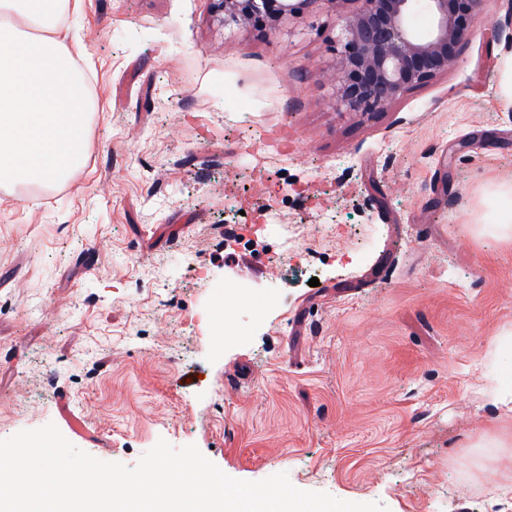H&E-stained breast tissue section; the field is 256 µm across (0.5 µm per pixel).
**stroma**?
<instances>
[{"label":"stroma","mask_w":512,"mask_h":512,"mask_svg":"<svg viewBox=\"0 0 512 512\" xmlns=\"http://www.w3.org/2000/svg\"><path fill=\"white\" fill-rule=\"evenodd\" d=\"M80 2L85 163L0 186V439L52 423L106 462L163 439L389 512H512L502 43L475 27L371 117L336 104L330 0L273 31Z\"/></svg>","instance_id":"35a3bbf8"}]
</instances>
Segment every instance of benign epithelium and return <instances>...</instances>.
I'll return each mask as SVG.
<instances>
[{
    "mask_svg": "<svg viewBox=\"0 0 512 512\" xmlns=\"http://www.w3.org/2000/svg\"><path fill=\"white\" fill-rule=\"evenodd\" d=\"M223 25L276 24L295 0H213ZM342 51L336 104L366 114L384 111L402 93L448 71L481 19L482 0H331ZM425 17L428 25H418Z\"/></svg>",
    "mask_w": 512,
    "mask_h": 512,
    "instance_id": "1",
    "label": "benign epithelium"
}]
</instances>
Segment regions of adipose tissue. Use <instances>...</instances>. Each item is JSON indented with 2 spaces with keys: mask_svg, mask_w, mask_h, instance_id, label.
Segmentation results:
<instances>
[{
  "mask_svg": "<svg viewBox=\"0 0 512 512\" xmlns=\"http://www.w3.org/2000/svg\"><path fill=\"white\" fill-rule=\"evenodd\" d=\"M70 0H0V184L54 186L84 162L87 98L64 30L29 35L67 11Z\"/></svg>",
  "mask_w": 512,
  "mask_h": 512,
  "instance_id": "1",
  "label": "adipose tissue"
}]
</instances>
